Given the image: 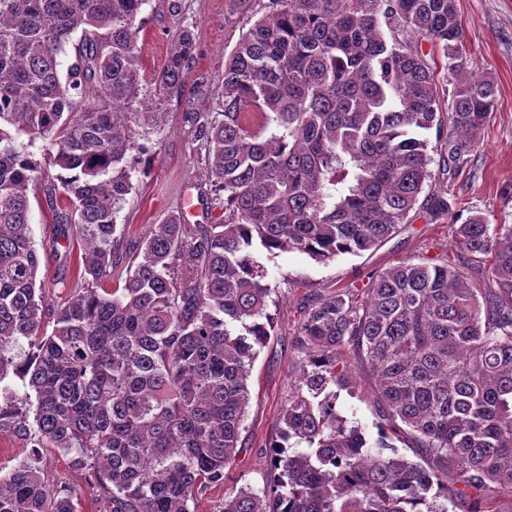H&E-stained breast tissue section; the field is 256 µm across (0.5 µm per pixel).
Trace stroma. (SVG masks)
Here are the masks:
<instances>
[{
  "mask_svg": "<svg viewBox=\"0 0 512 512\" xmlns=\"http://www.w3.org/2000/svg\"><path fill=\"white\" fill-rule=\"evenodd\" d=\"M269 0H250L247 9L225 11L224 0H146L136 23L140 56L139 109L160 113V120L138 121L136 143L149 156L128 152L134 189L116 216L121 246L105 288L123 286L139 242L169 216L179 215L188 233L220 216L205 166V143L191 113H215L224 84V59L242 32L266 12ZM470 72L489 77L496 100L476 140L468 162L448 174H436L434 191L446 194L462 216L479 214L491 224H512V0H457ZM190 30L196 48L180 91L160 93L155 76L170 55L172 37ZM17 143L29 145L41 175L29 186L30 222L40 253L39 279L48 304L63 300L80 284L84 251L80 242L58 243L48 190L56 170L49 163V140L16 132ZM462 263L448 225L430 223L416 211L409 224L373 252L340 255L318 262L298 252L264 255L266 280L272 287L268 310L274 333L260 349L251 370V391L242 444L235 461L224 470V483L208 488L195 501L196 512H220L224 491L232 486L261 489L277 479L268 463L281 410L289 387L302 370L295 329L309 299L337 288H363L370 276L405 258ZM336 381L330 384L336 409L359 426L369 443H376L389 423L377 397L375 380L353 351L338 356ZM40 466L55 490L77 493V512H111L112 505L97 487L91 471L71 467L59 450L41 451Z\"/></svg>",
  "mask_w": 512,
  "mask_h": 512,
  "instance_id": "stroma-1",
  "label": "stroma"
}]
</instances>
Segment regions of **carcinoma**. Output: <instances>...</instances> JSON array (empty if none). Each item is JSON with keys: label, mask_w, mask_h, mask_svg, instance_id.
<instances>
[{"label": "carcinoma", "mask_w": 512, "mask_h": 512, "mask_svg": "<svg viewBox=\"0 0 512 512\" xmlns=\"http://www.w3.org/2000/svg\"><path fill=\"white\" fill-rule=\"evenodd\" d=\"M144 2L0 0V121L53 138L62 235L86 249L82 287L48 307L29 220L39 166L0 128V383L16 377L36 401L31 417L3 393L0 430L31 456L0 474V512H76L36 466L41 448L75 453L112 512H194L235 460L253 363L274 332L260 255L376 250L418 206L470 265L402 261L360 301L349 288L315 298L296 329L306 369L270 445L279 479L225 491L221 512H501L485 491L512 496V225L462 221L424 194L428 134L449 129L436 162L454 170L495 101L494 83L468 73L456 0H269L224 61L220 112L191 117L224 218L193 235L177 217L158 225L108 290L133 190ZM420 38L442 50L448 88ZM194 51L189 30L173 37L160 92L182 86ZM346 347L432 470L368 446L321 397ZM450 473L463 485L451 497Z\"/></svg>", "instance_id": "1"}]
</instances>
